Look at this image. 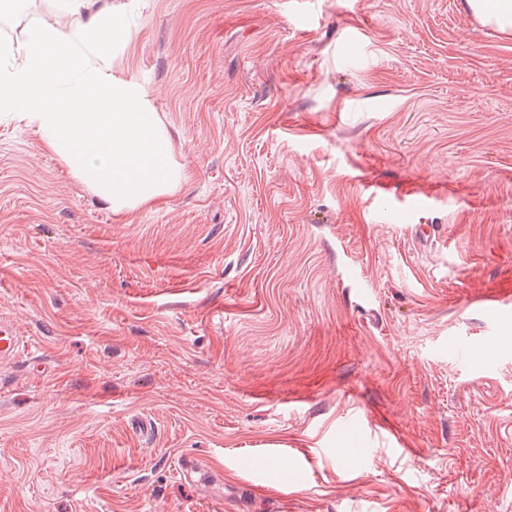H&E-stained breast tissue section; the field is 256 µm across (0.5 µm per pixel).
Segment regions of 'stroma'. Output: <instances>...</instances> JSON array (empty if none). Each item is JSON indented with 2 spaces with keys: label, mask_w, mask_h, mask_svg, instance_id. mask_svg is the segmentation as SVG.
<instances>
[{
  "label": "stroma",
  "mask_w": 512,
  "mask_h": 512,
  "mask_svg": "<svg viewBox=\"0 0 512 512\" xmlns=\"http://www.w3.org/2000/svg\"><path fill=\"white\" fill-rule=\"evenodd\" d=\"M112 3L184 181L118 218L0 122V512H512V35L465 0ZM74 21L24 0L0 38ZM22 339L16 328L9 322H0V359L15 357L21 349Z\"/></svg>",
  "instance_id": "1"
}]
</instances>
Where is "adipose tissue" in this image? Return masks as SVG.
<instances>
[{"instance_id":"obj_1","label":"adipose tissue","mask_w":512,"mask_h":512,"mask_svg":"<svg viewBox=\"0 0 512 512\" xmlns=\"http://www.w3.org/2000/svg\"><path fill=\"white\" fill-rule=\"evenodd\" d=\"M58 3L79 23L31 24L19 46L0 40V118L31 128L113 213L149 206L180 186L183 171L143 86L113 68L134 16L89 13L90 0Z\"/></svg>"}]
</instances>
